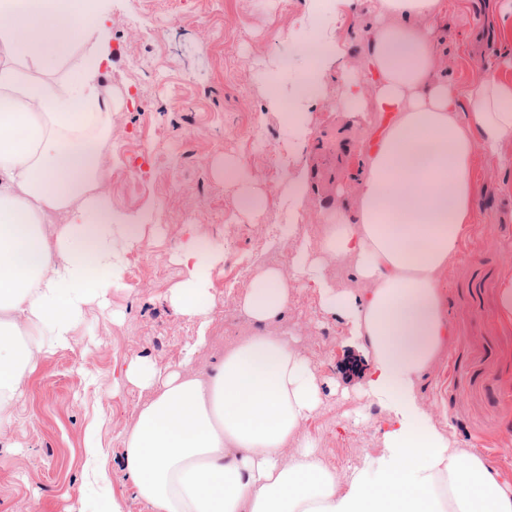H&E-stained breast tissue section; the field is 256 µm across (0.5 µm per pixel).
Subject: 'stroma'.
I'll list each match as a JSON object with an SVG mask.
<instances>
[{"label":"stroma","instance_id":"obj_1","mask_svg":"<svg viewBox=\"0 0 512 512\" xmlns=\"http://www.w3.org/2000/svg\"><path fill=\"white\" fill-rule=\"evenodd\" d=\"M112 67V207L142 225L138 245L121 250L122 282L107 306L90 304L70 344L48 349L26 373L24 394L0 432V512H105L109 497L126 512H147L131 495L124 435L150 391L129 386L124 370L142 359L178 364L197 335L167 301L185 277L178 262L189 241L218 247L210 271L215 299L210 342L197 356L205 370L243 337L286 335L316 371L323 405L302 429L320 439L325 463L349 472L383 452L386 414L358 390L364 359L344 320L326 312L315 283L296 277L287 310L259 325L240 299L252 278L276 266L292 272L300 244L321 260L337 290L366 288L350 259L322 253L326 209L352 204L354 174L375 107L353 114L336 106V73H359L381 19L368 0H335L328 34L336 59L324 71L323 97L301 114L305 137L269 103L268 82L290 92L309 69L301 47L314 25L312 0H108ZM152 20L139 25L141 17ZM487 0H448L437 26L442 76L463 87L498 67L512 79V40L492 34ZM240 162L239 181L224 164ZM476 220L440 285L455 341L420 378L417 397L456 448L479 452L512 478V325L499 317L497 289L512 273V160L477 156ZM305 186L296 202L295 184ZM264 198L260 211L237 204L239 189ZM109 450L106 476L94 477L88 448Z\"/></svg>","mask_w":512,"mask_h":512}]
</instances>
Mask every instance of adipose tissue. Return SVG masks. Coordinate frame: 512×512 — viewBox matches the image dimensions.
Instances as JSON below:
<instances>
[{"label": "adipose tissue", "instance_id": "ef3b65f1", "mask_svg": "<svg viewBox=\"0 0 512 512\" xmlns=\"http://www.w3.org/2000/svg\"><path fill=\"white\" fill-rule=\"evenodd\" d=\"M374 29L363 76H336L349 112L374 102L385 121L369 144L351 208L327 216V255L348 258L363 296L319 277L299 248L294 270L316 279L328 312L346 320L368 363L361 389L389 413L383 455L339 480L301 425L322 405L314 369L291 338L255 334L209 371L130 361L126 381L149 389L125 434L123 468L150 512H512V481L480 454L451 447L419 405L417 385L453 341L440 281L474 219L477 152L505 160L512 81L497 72L460 88L434 75L437 19L448 0H369ZM86 47L80 63L72 58ZM112 66L102 0H0V431L10 425L27 367L69 344L90 303H107L121 273L115 223L102 190L112 128ZM218 247L192 244L186 276L168 296L207 343L208 289ZM292 285L271 266L241 306L266 324ZM293 446L289 460L281 450Z\"/></svg>", "mask_w": 512, "mask_h": 512}]
</instances>
